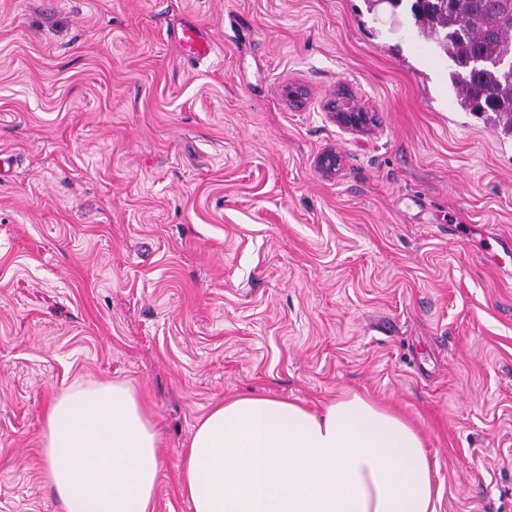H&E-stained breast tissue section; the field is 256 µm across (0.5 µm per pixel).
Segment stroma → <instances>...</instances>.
Listing matches in <instances>:
<instances>
[{"instance_id": "1", "label": "stroma", "mask_w": 512, "mask_h": 512, "mask_svg": "<svg viewBox=\"0 0 512 512\" xmlns=\"http://www.w3.org/2000/svg\"><path fill=\"white\" fill-rule=\"evenodd\" d=\"M451 70L366 0H0V512H64L47 407L112 381L158 432L148 512H192L180 455L216 401L350 391L421 433L437 512H512V257L484 251L512 138ZM177 41L183 48L186 56L193 63L210 58L214 52V46L210 39L204 38L194 28H185L177 35ZM332 116L336 123L344 128L351 130H363L371 123L370 112H365L363 109L353 111H345L336 109V101L331 103Z\"/></svg>"}]
</instances>
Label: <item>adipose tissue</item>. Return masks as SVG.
I'll list each match as a JSON object with an SVG mask.
<instances>
[{"label":"adipose tissue","instance_id":"obj_1","mask_svg":"<svg viewBox=\"0 0 512 512\" xmlns=\"http://www.w3.org/2000/svg\"><path fill=\"white\" fill-rule=\"evenodd\" d=\"M46 484L65 512H148L158 435L135 389L77 385L48 407ZM193 512H436L420 432L352 393L321 413L271 396L215 405L180 462Z\"/></svg>","mask_w":512,"mask_h":512}]
</instances>
